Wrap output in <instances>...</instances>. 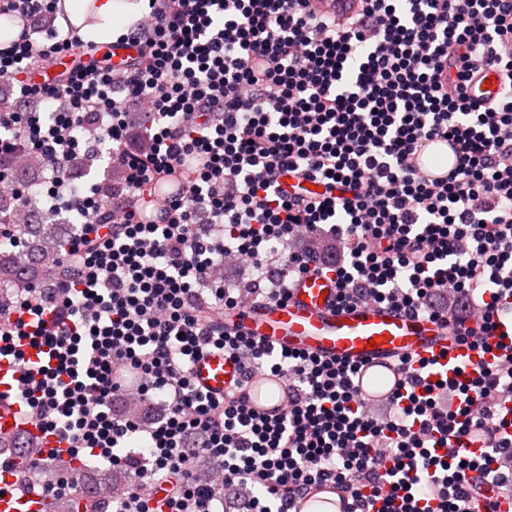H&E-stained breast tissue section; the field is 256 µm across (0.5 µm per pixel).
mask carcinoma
Here are the masks:
<instances>
[{
    "mask_svg": "<svg viewBox=\"0 0 512 512\" xmlns=\"http://www.w3.org/2000/svg\"><path fill=\"white\" fill-rule=\"evenodd\" d=\"M15 206L13 197L0 195V310L9 304L10 289L49 286L67 273L66 266L49 260L61 248L65 237L62 225L5 223ZM78 502L79 510L70 500L59 498L55 512H96L93 491H83Z\"/></svg>",
    "mask_w": 512,
    "mask_h": 512,
    "instance_id": "cac0c4a2",
    "label": "carcinoma"
}]
</instances>
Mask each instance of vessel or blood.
<instances>
[{
	"label": "vessel or blood",
	"mask_w": 512,
	"mask_h": 512,
	"mask_svg": "<svg viewBox=\"0 0 512 512\" xmlns=\"http://www.w3.org/2000/svg\"><path fill=\"white\" fill-rule=\"evenodd\" d=\"M70 55L55 57L48 65L32 71L28 79L34 84L57 82L61 72L71 70ZM501 75L486 67L470 87V95L480 102L492 101L500 90ZM420 174L434 183L448 181L457 167L454 144L443 138L422 141L413 157ZM166 191L155 197L151 208L167 207L170 199L184 191L180 172L164 177ZM336 282L332 276L307 274L297 280L287 301H263L248 304L225 317L227 330L236 331L277 351L301 352L325 360L358 366L355 385L368 402L384 399L387 389L376 390L369 381L374 374L398 379L395 365L401 358L436 359L440 364L472 371L481 362L512 354V311L505 313L496 331L488 336L485 347L471 349L462 345L451 324L422 315H407L388 307L358 304L350 308L336 305ZM377 347H369L370 339ZM24 363L0 359V434H13L25 428L37 452L31 460L38 466L52 463L47 449L57 447L56 436L46 434L31 410L16 395L18 379L26 365H43L47 354L24 347ZM192 377L200 388L223 395L238 384H245L251 408L270 415L286 405L278 393L285 389V378L269 374L244 376L240 363L220 350H207L194 362ZM48 500L23 491L0 495V512H49Z\"/></svg>",
	"instance_id": "1"
}]
</instances>
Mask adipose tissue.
<instances>
[{"mask_svg":"<svg viewBox=\"0 0 512 512\" xmlns=\"http://www.w3.org/2000/svg\"><path fill=\"white\" fill-rule=\"evenodd\" d=\"M84 0H66L69 20L77 25L87 40H115L127 34L136 21L148 10V0H94L98 24L86 26L81 12Z\"/></svg>","mask_w":512,"mask_h":512,"instance_id":"obj_1","label":"adipose tissue"}]
</instances>
